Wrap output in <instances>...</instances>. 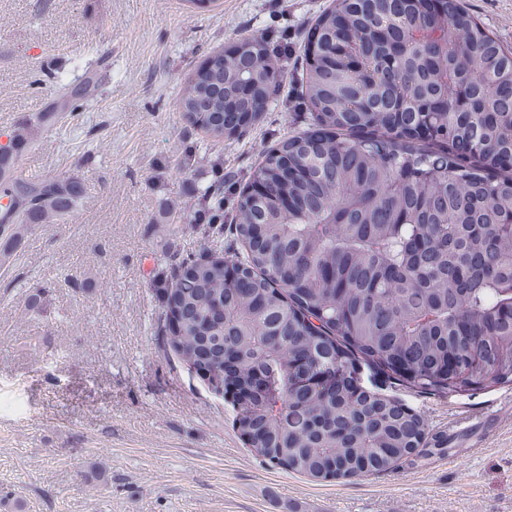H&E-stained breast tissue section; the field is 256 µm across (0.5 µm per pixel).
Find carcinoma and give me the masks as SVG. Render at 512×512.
Returning <instances> with one entry per match:
<instances>
[{"instance_id": "cac0c4a2", "label": "carcinoma", "mask_w": 512, "mask_h": 512, "mask_svg": "<svg viewBox=\"0 0 512 512\" xmlns=\"http://www.w3.org/2000/svg\"><path fill=\"white\" fill-rule=\"evenodd\" d=\"M291 49L263 37L197 65L180 91L186 122L216 141L226 111L277 93ZM428 132L405 100L442 93ZM92 65L60 84L94 102ZM301 104L313 128L282 139L237 188L224 165L174 211L217 248L171 256L153 280L156 336L197 376L238 399L250 452L313 482L393 471L424 451V419L362 384L365 367L433 395L512 383V52L458 0H336L307 32ZM5 245L72 213L70 177L0 180ZM245 254H224V200Z\"/></svg>"}]
</instances>
